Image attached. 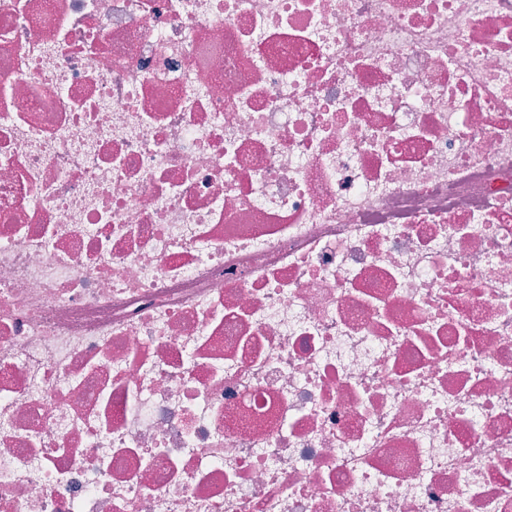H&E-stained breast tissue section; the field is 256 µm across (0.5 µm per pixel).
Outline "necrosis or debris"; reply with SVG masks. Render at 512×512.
Returning <instances> with one entry per match:
<instances>
[{"mask_svg": "<svg viewBox=\"0 0 512 512\" xmlns=\"http://www.w3.org/2000/svg\"><path fill=\"white\" fill-rule=\"evenodd\" d=\"M0 512H512V0H0Z\"/></svg>", "mask_w": 512, "mask_h": 512, "instance_id": "1", "label": "necrosis or debris"}]
</instances>
